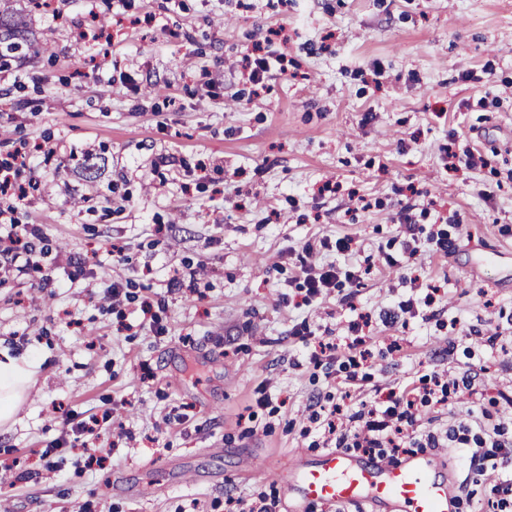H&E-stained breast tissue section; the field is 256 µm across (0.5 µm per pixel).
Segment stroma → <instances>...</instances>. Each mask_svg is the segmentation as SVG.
<instances>
[{
  "label": "stroma",
  "instance_id": "obj_1",
  "mask_svg": "<svg viewBox=\"0 0 512 512\" xmlns=\"http://www.w3.org/2000/svg\"><path fill=\"white\" fill-rule=\"evenodd\" d=\"M23 12L48 53L0 78V157L33 150L37 182L21 221L58 282L34 270L0 278V352L39 361L38 396L0 432V512H224L277 481L244 460L282 464L323 451L310 400L336 402L345 373L310 362L306 324L342 343L372 321L366 381L439 373L512 417V0H0ZM152 14V24L142 21ZM279 56L266 88L241 76L253 44ZM480 156L448 168L449 152ZM94 170H86L85 159ZM334 192L318 194L325 181ZM420 252L400 257V211ZM460 227L450 253L439 229ZM351 239L345 254L323 238ZM127 261L113 265L110 244ZM361 270L303 304L297 259ZM419 287H412L411 278ZM127 282L113 309L104 291ZM435 293L427 307L423 299ZM154 299L141 322L138 299ZM412 299L394 326L384 311ZM498 334L497 344L488 336ZM265 406H258V399ZM115 410L105 467L51 450L63 417ZM472 512H487L468 457L438 448ZM166 463L151 495L143 469Z\"/></svg>",
  "mask_w": 512,
  "mask_h": 512
}]
</instances>
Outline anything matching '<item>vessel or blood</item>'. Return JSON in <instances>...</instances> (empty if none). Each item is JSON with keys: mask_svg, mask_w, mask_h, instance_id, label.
Segmentation results:
<instances>
[{"mask_svg": "<svg viewBox=\"0 0 512 512\" xmlns=\"http://www.w3.org/2000/svg\"><path fill=\"white\" fill-rule=\"evenodd\" d=\"M434 455L417 453L394 463L343 450L322 452L315 461L290 460L284 485L287 512L358 502L386 504L394 512H457L456 493L436 474Z\"/></svg>", "mask_w": 512, "mask_h": 512, "instance_id": "vessel-or-blood-1", "label": "vessel or blood"}]
</instances>
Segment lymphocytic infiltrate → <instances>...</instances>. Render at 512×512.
Listing matches in <instances>:
<instances>
[{
    "instance_id": "1",
    "label": "lymphocytic infiltrate",
    "mask_w": 512,
    "mask_h": 512,
    "mask_svg": "<svg viewBox=\"0 0 512 512\" xmlns=\"http://www.w3.org/2000/svg\"><path fill=\"white\" fill-rule=\"evenodd\" d=\"M28 153L18 151L0 159V275L9 274L17 262L33 267L32 248L24 244L28 225L20 221L19 203L26 196V189L18 177L28 165ZM301 272L306 285L304 300L330 297L340 280H358L356 267L343 268L330 262L319 264L305 259ZM362 380L357 372L347 373L338 387L341 402L331 406L313 402L310 420L316 424L324 445L354 450L372 458L395 459L407 454L409 447L468 448L471 464L478 473L498 467L501 459L512 455V427L505 420L491 421L488 410H481L478 423L459 422L445 434L421 428L419 414L428 406H444L456 394V384L443 375L422 377L418 386L391 387L384 397L362 402L360 409L351 410L343 404L352 391L360 389ZM74 439L72 448L80 450L84 466L92 470L103 467L106 458L101 455L96 442L102 433L98 418L91 417L72 423Z\"/></svg>"
}]
</instances>
